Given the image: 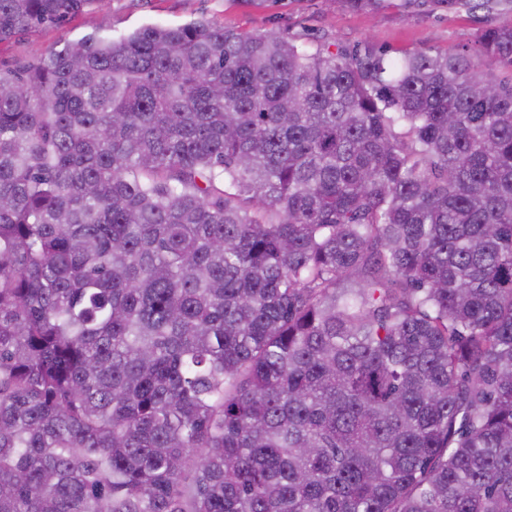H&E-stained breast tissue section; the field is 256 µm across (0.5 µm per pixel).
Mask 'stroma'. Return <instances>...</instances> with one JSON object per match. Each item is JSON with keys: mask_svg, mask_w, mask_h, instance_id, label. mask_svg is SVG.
<instances>
[{"mask_svg": "<svg viewBox=\"0 0 512 512\" xmlns=\"http://www.w3.org/2000/svg\"><path fill=\"white\" fill-rule=\"evenodd\" d=\"M209 20L254 35L298 37L308 49L322 42L368 41L389 55L402 50L458 51L473 46L484 29L512 23V13L413 9L391 0L379 13L357 12L338 0H94L84 12L57 25H43L0 43V70L7 72L44 57L64 42L88 34L119 38L145 24L183 25Z\"/></svg>", "mask_w": 512, "mask_h": 512, "instance_id": "obj_1", "label": "stroma"}]
</instances>
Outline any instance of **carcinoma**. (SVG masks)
I'll return each mask as SVG.
<instances>
[{
    "instance_id": "obj_1",
    "label": "carcinoma",
    "mask_w": 512,
    "mask_h": 512,
    "mask_svg": "<svg viewBox=\"0 0 512 512\" xmlns=\"http://www.w3.org/2000/svg\"><path fill=\"white\" fill-rule=\"evenodd\" d=\"M91 0H0V42ZM512 11V0H431ZM512 25L199 20L0 72V512H512Z\"/></svg>"
}]
</instances>
